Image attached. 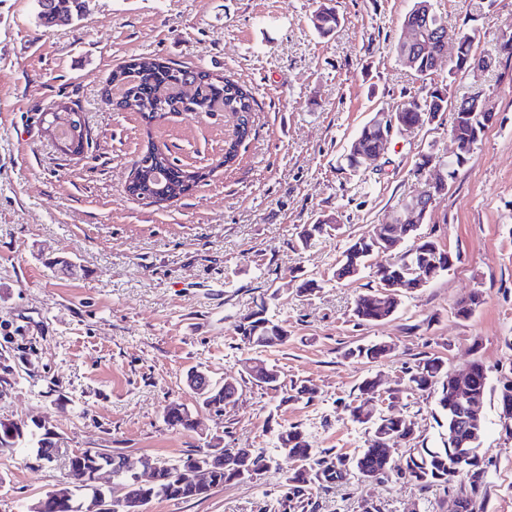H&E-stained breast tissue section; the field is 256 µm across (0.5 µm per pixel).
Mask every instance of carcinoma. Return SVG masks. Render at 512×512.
I'll return each instance as SVG.
<instances>
[{
	"mask_svg": "<svg viewBox=\"0 0 512 512\" xmlns=\"http://www.w3.org/2000/svg\"><path fill=\"white\" fill-rule=\"evenodd\" d=\"M317 14L322 22L318 31L329 33L340 26V19L332 9L322 6L317 10ZM435 68L434 55L428 53L417 56L413 72L419 77H427L434 73ZM194 72L195 69L188 66L170 65L157 58L139 57L113 69L108 82L112 83L113 91L125 98L129 92H135L133 99L125 102L123 108L138 113L148 126L152 124L153 119L160 118L168 112H254L255 100L251 91L231 77L215 76L206 83L195 85L192 94L179 96L177 89L180 88L181 80L190 78ZM179 73L183 76L181 80L177 78ZM474 99V95L464 97L454 107L450 132L461 143L462 155L448 162L450 180L455 178L458 168L466 162L467 156L483 135L490 119L489 113L471 104ZM447 106L448 100L444 91L436 88L422 98L412 97L404 101L395 110V116L413 126L419 121L420 113L443 112ZM148 149L152 151L156 164L153 168L144 167L143 159L136 161L135 179L139 183V199L147 200L153 195L158 169L167 172V182L174 186L181 185L183 179L197 184L207 176L202 170L184 169L175 165L168 154L153 144L148 145ZM365 239L366 236H359L343 252V258L337 267L339 276L349 274V269L356 265L379 257L377 252L371 256L366 254L368 244ZM402 272L400 264L387 258L375 265V277L379 281L393 278ZM376 297L375 293L359 295L353 310L358 321L375 324L390 317V310L377 306ZM235 328L240 331L241 340L252 337L256 343L266 346L280 345L288 339V331L265 316L258 317L244 326L238 323ZM390 351V345L375 343L358 347L350 351V355L377 361ZM470 370L469 381L456 380L448 375L444 362L434 357L426 359L409 371L408 380L414 384L415 389L425 390L433 385L439 386L438 406L447 425V440L444 441L443 447L422 448L408 456L403 466L399 467L400 473L425 487L435 484L447 485L457 476V471L453 470L452 466L453 457L459 448L457 429L452 419L456 394L463 388H471L483 399L487 391L488 377L484 366L473 364ZM164 421L171 427L192 429L188 414L178 412L175 406L167 408ZM374 426L381 431L383 438L372 440L369 447L356 455L353 467L359 475L367 474L375 479H382L394 469V460L387 441L394 437L405 440L410 436V431L394 413H386L377 418ZM475 430L476 438L467 444L472 454L470 461L466 463L465 472L470 474L473 490L476 491L480 488V481L484 475V456L480 454L479 442L483 424L476 425ZM282 434L287 437L291 455L307 460L310 467H319L325 481L330 482L342 476L343 470L338 464L331 459L318 457L309 441L296 428H287ZM24 441L33 443L38 457L42 451L54 448V442L45 440V435L42 434L35 439L26 426H8L0 421V452L13 451ZM101 455L102 452L92 449L74 455L69 462L70 481L59 491L49 492L41 500L38 512H81L78 504L91 496L98 500L100 512H114L112 500L118 498L126 502L141 500L150 503L154 500H201L209 496L207 492L201 494L195 491L187 476L191 465L199 462L204 456L202 450L189 453L174 463L161 462L160 482L148 490L136 486L128 473L120 469L112 470V487L104 489L97 485L96 474L101 464Z\"/></svg>",
	"mask_w": 512,
	"mask_h": 512,
	"instance_id": "obj_1",
	"label": "carcinoma"
}]
</instances>
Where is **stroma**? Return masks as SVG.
Here are the masks:
<instances>
[{
	"label": "stroma",
	"instance_id": "1",
	"mask_svg": "<svg viewBox=\"0 0 512 512\" xmlns=\"http://www.w3.org/2000/svg\"><path fill=\"white\" fill-rule=\"evenodd\" d=\"M326 1L341 24L322 35L312 17ZM475 3L432 0L447 21L446 57L423 79L396 53L413 0H88L82 19L47 32L32 0H0V419L53 431L57 448L50 465L32 448L0 453V512H25L56 489L81 450L173 462L217 436L269 457L268 467L148 512H448L460 494L471 495L472 512H512V422L498 405L512 368V60L448 70L460 34L474 32L478 51L512 35V0ZM139 55L251 88L252 131L234 165L224 164L231 113L179 112L148 126L104 103L112 70ZM437 87L452 103L483 91L493 114L420 226L457 259L405 290L390 318L362 323L355 300L379 283L367 269L337 279L336 264L353 239L424 190L414 172L422 154L455 152L451 116L393 135L373 168L352 173L344 156L375 112ZM70 100L93 134L81 156L64 155L41 124ZM151 142L206 179L160 206L130 196L133 163ZM328 215L340 229L301 243L300 229ZM57 256L77 275L51 271L46 261ZM311 279L317 289L303 291ZM475 292L479 306L458 316ZM260 305L287 329L284 344L241 342L238 317ZM377 342L391 345L389 356L347 354ZM430 357L452 374L474 361L487 370L479 491L463 475L424 487L397 470L328 482L315 468L296 475L277 450L291 427L328 458L368 447L369 429L350 407L369 377L397 391L393 413L414 423L412 440L393 445L396 465L412 449L442 447L437 388H407L409 370ZM250 358L276 370L282 390L252 380ZM191 371L235 378V400L219 414L200 408ZM300 385L313 398L284 401L283 389ZM172 402L191 410L194 429L165 423Z\"/></svg>",
	"mask_w": 512,
	"mask_h": 512
}]
</instances>
